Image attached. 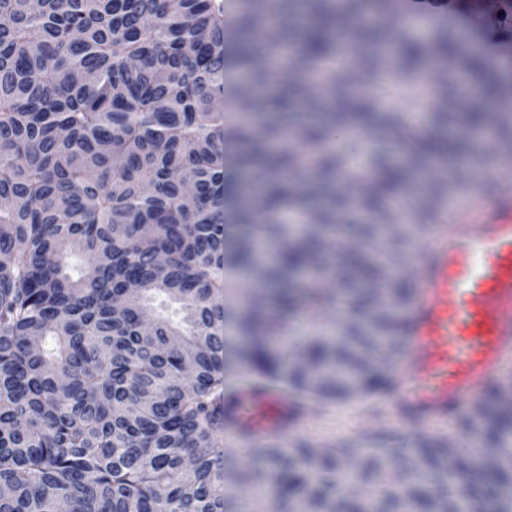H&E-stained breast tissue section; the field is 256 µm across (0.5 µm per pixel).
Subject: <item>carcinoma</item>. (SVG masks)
Wrapping results in <instances>:
<instances>
[{
  "label": "carcinoma",
  "instance_id": "obj_1",
  "mask_svg": "<svg viewBox=\"0 0 512 512\" xmlns=\"http://www.w3.org/2000/svg\"><path fill=\"white\" fill-rule=\"evenodd\" d=\"M367 3L395 13L393 0H0V512H232L226 399L265 389L325 407L389 387L416 294L399 272L410 241L472 191L460 161L489 165L460 152L448 123L490 130L511 154L512 112L491 125L444 107L420 127L379 95L336 94L329 18ZM271 8L312 17L288 33L292 62L324 84L285 76L263 94L283 39L263 25ZM492 11L484 33L511 41L512 0ZM432 65L452 66L481 97L512 94V74L458 45L446 23L428 46L381 36L353 62L375 84L395 69L419 93ZM237 68L250 74L238 103L275 120L237 124L224 110ZM338 126L353 131L342 151L326 145ZM376 127L399 134L411 167L386 148L363 152L359 132ZM230 139L237 170L258 181L229 183ZM437 165L448 181L426 187L411 223H377ZM291 170L318 178L294 188ZM340 173L356 191L336 193ZM226 196L240 202L236 274L258 285L251 312L232 321ZM288 208L308 222L283 224ZM353 230L361 254L327 250L328 234ZM332 269L340 287L312 284ZM131 276L142 291L120 309ZM340 303L329 336L319 325ZM511 419L512 391L498 387L456 419L476 450L390 430L366 454L254 437L258 461L235 480L256 498L274 491L275 512H415L424 499L435 512H512ZM347 464L361 487L349 499L337 492Z\"/></svg>",
  "mask_w": 512,
  "mask_h": 512
}]
</instances>
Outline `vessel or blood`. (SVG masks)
Segmentation results:
<instances>
[{
	"instance_id": "1",
	"label": "vessel or blood",
	"mask_w": 512,
	"mask_h": 512,
	"mask_svg": "<svg viewBox=\"0 0 512 512\" xmlns=\"http://www.w3.org/2000/svg\"><path fill=\"white\" fill-rule=\"evenodd\" d=\"M448 213L415 246L417 293L386 396L416 430L465 412L505 383L512 361V191L489 187ZM291 410L287 398L255 392L225 410V430L288 436L298 430Z\"/></svg>"
}]
</instances>
